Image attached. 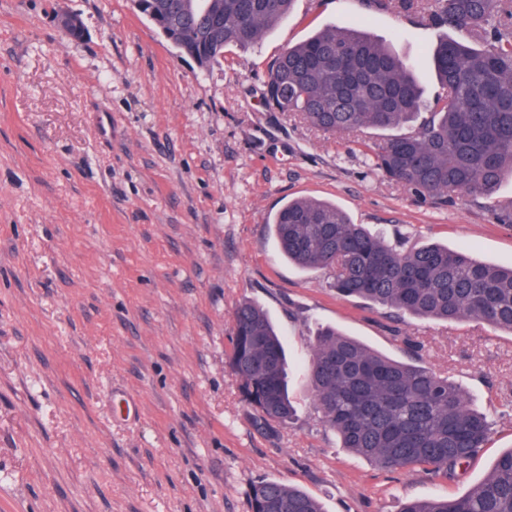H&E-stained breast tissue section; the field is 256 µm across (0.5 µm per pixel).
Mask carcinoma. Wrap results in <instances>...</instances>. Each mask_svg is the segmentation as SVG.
<instances>
[{"instance_id": "obj_1", "label": "carcinoma", "mask_w": 512, "mask_h": 512, "mask_svg": "<svg viewBox=\"0 0 512 512\" xmlns=\"http://www.w3.org/2000/svg\"><path fill=\"white\" fill-rule=\"evenodd\" d=\"M294 0H139L138 12L179 34L183 54L211 62L252 47L287 18ZM432 24L466 30L482 45L440 40L432 62L442 93L427 102L412 67L357 28L328 26L288 48L270 67L265 92L314 128L340 135L403 128L383 139L370 166L414 194L445 205L453 194L486 193L512 178V0H433ZM284 257L325 270L343 297L448 322L469 319L512 332V268L464 250L391 239L311 198L273 217ZM227 365L243 378L263 424L287 422L288 362L280 333L256 303L233 313ZM312 400L341 447L376 466L421 468L448 480L489 438L487 415L447 376L397 361L326 327L307 363ZM253 512H325L310 494L276 480L251 487ZM399 512H512V449L466 494L402 503Z\"/></svg>"}]
</instances>
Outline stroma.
Listing matches in <instances>:
<instances>
[{
    "mask_svg": "<svg viewBox=\"0 0 512 512\" xmlns=\"http://www.w3.org/2000/svg\"><path fill=\"white\" fill-rule=\"evenodd\" d=\"M78 16L81 40L61 15ZM367 26L441 88L448 35L425 0H295L247 49L200 70L132 0H0V512H250L278 480L326 512H398L466 493L512 448V333L397 314L280 254L288 200L335 202L389 236L512 266V179L439 206L370 171L367 147L263 102L270 65L315 30ZM261 305L292 364L295 418L259 427L226 365L233 312ZM332 326L466 391L493 422L448 481L341 448L305 377Z\"/></svg>",
    "mask_w": 512,
    "mask_h": 512,
    "instance_id": "stroma-1",
    "label": "stroma"
}]
</instances>
